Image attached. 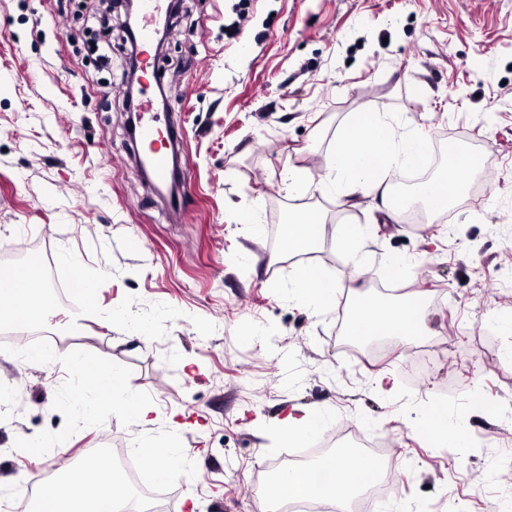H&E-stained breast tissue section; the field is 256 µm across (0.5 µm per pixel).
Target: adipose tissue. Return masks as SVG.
<instances>
[{
    "mask_svg": "<svg viewBox=\"0 0 512 512\" xmlns=\"http://www.w3.org/2000/svg\"><path fill=\"white\" fill-rule=\"evenodd\" d=\"M428 148L422 136L401 131L383 112L352 113L336 136L335 145L326 162V173L318 183L326 194L351 198L364 191L392 196L388 172L392 164L415 165ZM448 168L422 191L421 200L435 216L446 212L463 192L468 173L477 167L469 154L452 148L448 151ZM326 220L311 208L291 211L284 228L281 251L295 258L291 271L294 291L310 305L330 310L336 306V280L321 266L304 261L323 238ZM37 275L28 269L25 277L16 279L11 288L0 290V300L14 304L6 316L8 323L32 325L45 323L55 316L54 303L48 298L32 299L29 283ZM422 303L410 296L359 299L350 309L346 333L356 340L371 336H419L423 333ZM81 392L92 397V410L119 405L139 426L150 424L151 408L130 390L123 370L106 362L94 370L80 373ZM323 409L293 407L280 424V436L288 448L305 447L307 439L322 431ZM106 459H87L80 480L63 473L54 482L44 484L34 501L32 512H112L111 487L103 481ZM376 463L352 448H340L313 465L294 466L279 474L272 488L276 500L288 502L322 495L342 502L357 496L377 477Z\"/></svg>",
    "mask_w": 512,
    "mask_h": 512,
    "instance_id": "adipose-tissue-1",
    "label": "adipose tissue"
}]
</instances>
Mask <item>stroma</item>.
Returning a JSON list of instances; mask_svg holds the SVG:
<instances>
[{
    "label": "stroma",
    "instance_id": "stroma-1",
    "mask_svg": "<svg viewBox=\"0 0 512 512\" xmlns=\"http://www.w3.org/2000/svg\"><path fill=\"white\" fill-rule=\"evenodd\" d=\"M238 2L182 0L166 51L142 49L138 104L161 84L175 93L160 113L178 130L172 203L135 166L129 46L101 28L100 0H0V254L28 243L56 284L76 272L99 284L92 312L61 302L44 324L61 339L50 364L0 347V512L77 447L112 437L134 453L173 434L174 512H268L256 488L294 406L326 408V431L389 441L398 491L377 512L512 502V0ZM354 112L387 113L432 146L457 135L479 159L445 215L389 222L371 193L289 192V167L320 178ZM297 204L326 216L313 261L338 277L336 309L291 290L281 218ZM339 224L369 231L361 252L336 247ZM392 257L409 263L401 290L422 296L426 335L346 341L345 309L379 295ZM422 346L433 366L407 376ZM76 354L123 369L152 424L83 411ZM475 390L488 413L458 422ZM443 391L449 426L466 433L453 453L420 430ZM21 434L46 441L39 457L21 461Z\"/></svg>",
    "mask_w": 512,
    "mask_h": 512
}]
</instances>
